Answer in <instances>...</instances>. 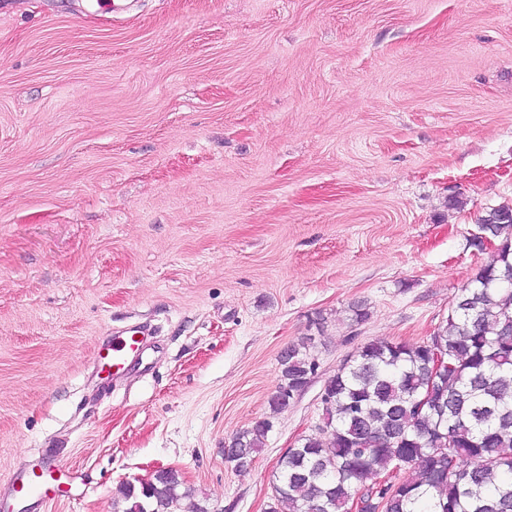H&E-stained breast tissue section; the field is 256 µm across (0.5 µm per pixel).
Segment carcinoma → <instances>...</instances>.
I'll use <instances>...</instances> for the list:
<instances>
[{
	"mask_svg": "<svg viewBox=\"0 0 512 512\" xmlns=\"http://www.w3.org/2000/svg\"><path fill=\"white\" fill-rule=\"evenodd\" d=\"M497 243L448 317L426 339L372 340L349 355L324 387L320 435L300 438L273 475L268 512H512V206L479 219ZM448 365L433 377V356ZM282 382L269 400L279 414L315 366L295 346L279 356ZM434 406L419 407L431 379ZM272 423L256 422L224 448L242 473ZM416 477L399 479L400 472ZM179 473L162 469L126 490V512H164L189 497Z\"/></svg>",
	"mask_w": 512,
	"mask_h": 512,
	"instance_id": "1",
	"label": "carcinoma"
}]
</instances>
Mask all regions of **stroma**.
<instances>
[{"label": "stroma", "mask_w": 512, "mask_h": 512, "mask_svg": "<svg viewBox=\"0 0 512 512\" xmlns=\"http://www.w3.org/2000/svg\"><path fill=\"white\" fill-rule=\"evenodd\" d=\"M502 205L512 0H0V512H124L161 469L267 512L327 381L445 320ZM293 344L316 369L274 414ZM60 466L69 497L12 506L9 473ZM136 332L131 335L122 333L112 339V343L101 345L97 353V364L101 371L112 373V376L122 373L125 365L132 354L140 350L141 340L135 336ZM272 423L269 420L256 422L250 428L236 433L224 448L226 459L242 473L250 469L256 455L265 445Z\"/></svg>", "instance_id": "35a3bbf8"}]
</instances>
